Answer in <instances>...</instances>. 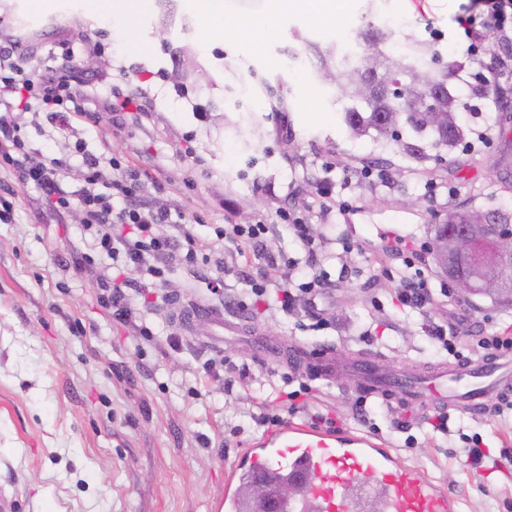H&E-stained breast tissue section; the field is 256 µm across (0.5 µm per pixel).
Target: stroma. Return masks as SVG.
Returning <instances> with one entry per match:
<instances>
[{"instance_id":"stroma-1","label":"stroma","mask_w":512,"mask_h":512,"mask_svg":"<svg viewBox=\"0 0 512 512\" xmlns=\"http://www.w3.org/2000/svg\"><path fill=\"white\" fill-rule=\"evenodd\" d=\"M29 12L27 0H0V45H14L33 77L66 66L76 84L92 77L135 97L140 111H105L66 129L18 109L14 121L30 147L63 161L64 188H81L86 168L76 141L101 160L111 158L134 171L139 201L167 212L159 231L172 242L163 262L161 287L135 278L122 286L128 320L103 305L102 281L112 271L106 259L75 269L94 248L82 230L79 203L61 213L43 210L38 190L0 170V191H14L13 211L0 222V498L16 501V512H213L224 495V472L235 453L268 431L261 419L287 415L266 380L287 370L276 355L256 357V338L284 336L316 347L334 345L354 357L373 350L398 370L431 365L446 353L431 339L434 325L462 334H491L512 324V306L456 294L438 295L434 306L406 311L396 302L397 262L386 248L391 235L413 245L434 240V227L453 208L482 207L512 212V82L499 60L512 39L491 35L478 54L459 19L468 0H382L400 15L402 35L434 41L445 60L465 62L470 72H496L504 94L480 112L461 111L458 123L480 133L472 147L440 149L439 160L417 163L384 140L354 136L341 116L352 99L315 75L308 44L359 36L368 18L363 0H349L336 26L306 21L289 7L271 13L268 0H223L227 22L272 14L270 32L252 38L214 37L209 24L186 0H174L187 28L162 29L161 0L137 23L133 38L121 21L105 22L88 0H48ZM88 47L66 55L63 42ZM191 44L206 81L175 82L176 47ZM294 66H286L287 52ZM389 161L385 179L361 175L363 160ZM292 209L314 231L350 247L341 262L324 264L333 323L308 329L303 312L283 316L251 305L248 279L268 257L297 258L301 250L281 219ZM227 224H264L260 259L249 269L223 266L236 243L219 232ZM196 258L186 263L188 247ZM353 270L338 277L340 264ZM415 266L432 288L447 286L431 251ZM380 307H372L368 293ZM200 304L239 317L247 338L214 348L213 326L199 319L192 329L179 321V305ZM150 336L140 333L141 327ZM229 357L248 367L250 382L226 386L223 375H207L211 359ZM358 397L352 385L313 382L299 421L334 418L338 430L375 433L393 448L408 473H422L456 491L463 512H512V464L477 468L467 460L463 435L481 434L491 456L512 449V434L498 429L491 414L452 412L458 435L440 445L427 438L425 418L409 432L396 427L390 405L371 404L370 424L352 415ZM414 444H406L407 436Z\"/></svg>"}]
</instances>
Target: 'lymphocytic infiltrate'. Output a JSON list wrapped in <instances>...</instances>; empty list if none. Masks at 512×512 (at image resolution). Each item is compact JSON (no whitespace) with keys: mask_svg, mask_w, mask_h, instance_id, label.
<instances>
[{"mask_svg":"<svg viewBox=\"0 0 512 512\" xmlns=\"http://www.w3.org/2000/svg\"><path fill=\"white\" fill-rule=\"evenodd\" d=\"M459 23L475 46L488 32H510L512 0H470L468 12ZM13 54L12 47L0 48V166L13 168L20 182L36 183L45 203L59 211L68 208L72 200L59 184L62 162L57 158L44 159L39 152L27 149L10 113L15 104L21 103L32 113L45 112L53 119L88 120L92 117L88 94L74 85L67 67H58L48 78L36 79L14 60ZM85 165L87 175L75 200L83 208V227L94 247L111 259L117 275L137 273L147 277L149 285L161 283L166 271L162 260L170 249V241L158 228L166 223V213L137 204L141 185L136 174L116 176L111 183V193L103 194L96 190L104 178L99 159L86 158ZM390 250L402 258L396 270L401 304L412 309L423 308L429 303L432 291L423 274L414 271L406 241L394 238ZM328 286L325 275L305 276L295 287L278 289L279 309L288 314L298 307H306L314 327H328L325 309L316 305L317 297Z\"/></svg>","mask_w":512,"mask_h":512,"instance_id":"lymphocytic-infiltrate-1","label":"lymphocytic infiltrate"}]
</instances>
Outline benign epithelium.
<instances>
[{"label": "benign epithelium", "instance_id": "benign-epithelium-1", "mask_svg": "<svg viewBox=\"0 0 512 512\" xmlns=\"http://www.w3.org/2000/svg\"><path fill=\"white\" fill-rule=\"evenodd\" d=\"M490 218L472 212L464 224H450L438 232L434 260L442 271L451 270L460 297L476 293L512 297V235L488 233Z\"/></svg>", "mask_w": 512, "mask_h": 512}]
</instances>
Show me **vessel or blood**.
Masks as SVG:
<instances>
[{
    "instance_id": "vessel-or-blood-1",
    "label": "vessel or blood",
    "mask_w": 512,
    "mask_h": 512,
    "mask_svg": "<svg viewBox=\"0 0 512 512\" xmlns=\"http://www.w3.org/2000/svg\"><path fill=\"white\" fill-rule=\"evenodd\" d=\"M191 314L208 318L225 334L242 326L223 313L199 305ZM284 366L321 380H335L348 370L357 391L389 401L397 396L415 409L432 402L437 411H488L489 400L512 397V358L494 352L467 362H442L401 373L380 353L367 351L354 359L322 345L296 352L286 345ZM294 483L297 495L283 497L281 484ZM262 484L264 500L245 499L239 488ZM460 497L427 475L405 473L387 444L359 432L332 431L285 420L278 428L240 449L224 474V497L214 512H460Z\"/></svg>"
}]
</instances>
